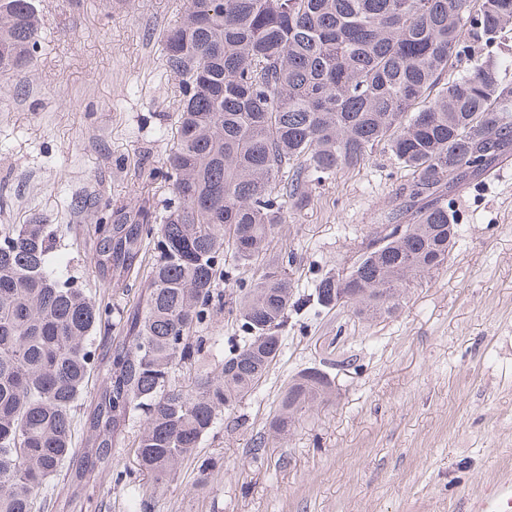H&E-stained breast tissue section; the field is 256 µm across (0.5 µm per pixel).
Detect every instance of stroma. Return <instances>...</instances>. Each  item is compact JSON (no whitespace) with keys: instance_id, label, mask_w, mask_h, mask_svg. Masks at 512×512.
I'll list each match as a JSON object with an SVG mask.
<instances>
[{"instance_id":"stroma-1","label":"stroma","mask_w":512,"mask_h":512,"mask_svg":"<svg viewBox=\"0 0 512 512\" xmlns=\"http://www.w3.org/2000/svg\"><path fill=\"white\" fill-rule=\"evenodd\" d=\"M43 39L34 67L0 86V224L36 219L54 234L71 286L111 314L94 340L116 335L142 280L102 285L72 197L170 201L178 78L163 67L162 33L185 0H37ZM383 146L360 167L313 182L310 202L285 212L272 254L293 255L297 298L347 265L396 192L411 181ZM463 241L408 291L391 316L365 322L344 309L294 310L282 352L259 389L202 440L195 474L154 490L98 482L88 512H467V501L512 473V164L452 203ZM193 372L220 368L241 334L227 313L206 329ZM351 366H343V359ZM325 370L336 397L304 414L260 462L249 449L281 391L302 369Z\"/></svg>"}]
</instances>
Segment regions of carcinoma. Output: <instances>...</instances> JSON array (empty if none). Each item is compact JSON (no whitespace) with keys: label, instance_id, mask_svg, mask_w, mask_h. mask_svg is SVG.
I'll use <instances>...</instances> for the list:
<instances>
[{"label":"carcinoma","instance_id":"cac0c4a2","mask_svg":"<svg viewBox=\"0 0 512 512\" xmlns=\"http://www.w3.org/2000/svg\"><path fill=\"white\" fill-rule=\"evenodd\" d=\"M469 2L186 0L163 36L165 69L181 78L166 158L173 205H114L92 233L91 263L107 284L139 275L148 246L156 254L142 302L101 360L91 345L106 309L61 280L46 225L0 224V512H87L136 418L137 467L114 482L175 480L282 352L296 301L267 250L283 205L305 207L311 182L361 165L375 145L416 172L388 213L396 229L373 230L348 273L319 278L306 302L326 310L344 291L352 314L374 321L444 263L459 240L448 198L512 160V85L499 65L475 56L450 75L461 44L512 25V0H479L475 19ZM41 38L35 0H0V81L28 70ZM226 253L254 270L229 309L245 336L217 374L179 385L175 371L206 343L197 329L220 310ZM94 369L104 381L77 448L76 402ZM333 396L317 371L291 378L254 458ZM59 476L67 492L52 501L44 489Z\"/></svg>","mask_w":512,"mask_h":512}]
</instances>
